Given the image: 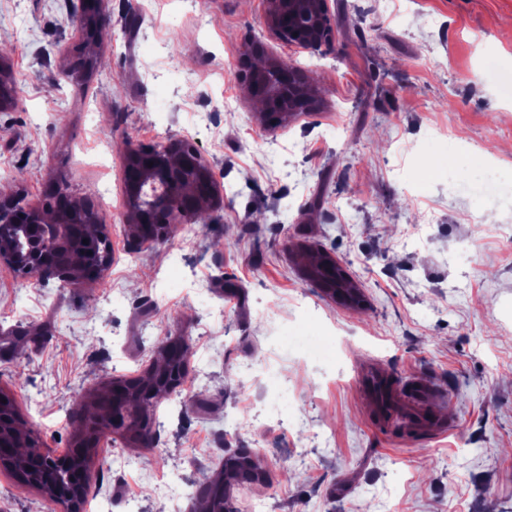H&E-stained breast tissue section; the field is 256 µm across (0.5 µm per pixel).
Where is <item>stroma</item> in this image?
Masks as SVG:
<instances>
[{
	"mask_svg": "<svg viewBox=\"0 0 512 512\" xmlns=\"http://www.w3.org/2000/svg\"><path fill=\"white\" fill-rule=\"evenodd\" d=\"M76 0H0L18 105L0 110V200L93 197L101 282L68 288L0 264V389L43 448H72L114 377L168 336L188 375L157 405L155 447L91 449L83 512H194L237 452L273 466L253 512H512V0H330L329 49L273 38L265 0H108L83 41ZM313 77L315 112L274 130L237 76L247 41ZM187 140L224 203L192 235L130 242L127 141ZM332 252L364 297L305 280ZM429 385L399 410L447 428L386 432L366 381ZM0 512H66L0 466Z\"/></svg>",
	"mask_w": 512,
	"mask_h": 512,
	"instance_id": "35a3bbf8",
	"label": "stroma"
}]
</instances>
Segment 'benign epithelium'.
Masks as SVG:
<instances>
[{"label":"benign epithelium","mask_w":512,"mask_h":512,"mask_svg":"<svg viewBox=\"0 0 512 512\" xmlns=\"http://www.w3.org/2000/svg\"><path fill=\"white\" fill-rule=\"evenodd\" d=\"M81 18L87 33L94 35L108 23L100 8V0H80ZM268 26L273 36L302 49L319 50L333 40V17L329 0H266ZM239 75L246 83L251 97L263 111L291 119L315 111L317 91L301 79L297 70L279 59H267L253 45L245 46ZM126 161L139 167V176L126 184V206L130 238L137 247L149 245L162 236L165 225L176 218L201 210H217L223 204L220 186L210 164L190 143L183 140L165 145L131 143ZM206 182L211 194L200 197L195 185ZM46 210L31 208L23 199L8 198L0 203V262L15 273L26 277L36 271L43 280H57L60 285L81 281H100L106 278L111 263L107 234L91 197H73L59 193L51 206L52 220H45ZM90 224L92 232L77 239L71 233L74 224ZM88 243H83V240ZM165 372L160 368L140 380L122 379L112 382L110 411L104 426L92 428L82 435L80 448L93 446L97 433L126 432L129 418L116 410L128 387L138 395L154 400L174 388L160 384ZM17 409L11 393L0 391V463L16 456V449L25 448L24 457L32 464L56 475V484L47 488L51 497L66 503L69 512H78L86 498L88 482L84 472L73 467L71 454L54 455L32 443V432L21 429L13 419Z\"/></svg>","instance_id":"1"}]
</instances>
